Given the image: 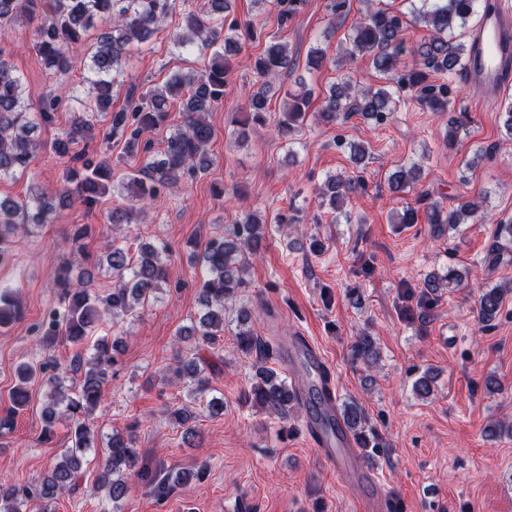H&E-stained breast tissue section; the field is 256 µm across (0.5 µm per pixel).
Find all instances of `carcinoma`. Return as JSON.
<instances>
[{
	"label": "carcinoma",
	"instance_id": "obj_1",
	"mask_svg": "<svg viewBox=\"0 0 512 512\" xmlns=\"http://www.w3.org/2000/svg\"><path fill=\"white\" fill-rule=\"evenodd\" d=\"M410 11L403 13L384 7L370 6L355 19L348 30L346 52L342 60L333 61L335 67L358 57H367L373 67L386 76L387 84L374 90H357L352 77L341 76L330 87L319 120L327 124L337 119L359 114L366 120L382 122L397 110L401 92L409 89L419 93L422 104L431 112L451 111V91L445 83L431 81L435 74L460 73L465 69L471 46L464 37L469 22L477 15L486 16L493 8L492 0H409ZM280 21L285 23L296 15L304 0H273ZM230 0H203L194 9L177 8V0H0V41L8 37L12 25L22 16L39 17L33 34V50L45 68L53 73L67 72L81 67L86 76L80 88L71 90L73 101L84 111L71 120L63 135L53 143V149L66 155L69 146L89 144L96 139L93 113L112 112L110 135L124 142L127 152L145 156L144 165L128 174L119 183L112 181V170L105 162L86 158V152L76 153L71 160L81 163L63 176L60 187L51 194L39 193L32 202L0 198V259L10 251L17 230L16 217L27 214L33 224H45L49 215L59 206L75 202L89 206L113 190H122L129 200V211L141 212L153 204L167 189H173L187 179L207 171L212 164L208 146L213 130L208 122L213 111L224 98V88L230 73L229 57L236 52L241 24L231 20ZM180 19L171 38L179 49L191 48L199 54H209L204 69L171 75L162 85L148 88L139 95H129L125 105L112 109V87L121 75L122 63L127 60L128 48L135 42L145 43L158 30V25L174 13ZM412 23H420L430 30L423 41L406 46L405 30ZM100 27L95 41L88 42L92 29ZM413 58L410 69L398 68L399 58ZM297 64L288 50V44L271 41L254 62L256 74L265 82L248 96L246 112L251 120L242 123L237 138L247 136L245 126L253 122L265 125L268 112V80L290 72ZM288 104L283 119L277 122V132L284 138L292 136L297 123L305 119L312 101L313 90L301 87L287 93ZM180 101L182 124L176 126L165 140V146L156 155L153 148L141 141L149 129L170 126V109ZM62 102V96L50 94L42 99L37 119L27 116L30 107L24 96L22 79L14 74L9 57L0 46V180L13 179L24 174L42 142L34 137L38 124L49 125ZM469 123L468 113L461 112L448 120L446 140L453 146L459 142V132ZM420 177L419 164L403 163L388 176L391 192L401 195L413 189ZM362 186L361 179L330 174L326 177L320 196L330 201L332 208L343 212L346 198ZM478 203L462 199L449 209L438 202H427L420 194L415 204H406L396 212L395 223L416 224L423 220L435 237L458 230L459 226L479 217ZM495 241L490 250L492 263L507 259L504 251L512 243V218L499 219L494 230ZM266 242L264 225L252 211L239 212L233 224L224 228V234L210 237L195 258L204 269L199 281V299L202 311L192 325L179 330L182 340L195 339L206 345L218 344L224 336L225 313L238 289L246 283L249 274V256L260 252ZM168 246L160 242L140 245L139 257L133 258L123 246L112 244L106 256L112 273V289L102 296L88 283L93 277L85 269L78 281H73V262L63 266L58 276V306L53 308L39 326V346L45 351L40 362L24 361L16 367V386L11 391L12 408L0 420L4 429L11 415L27 406L28 387L36 380L50 388V400L42 407L43 434H48L61 420L70 422L71 445L65 449L50 474L31 487H20L0 479V512H24L32 497L41 500V512H55L58 495L79 489L84 457L97 448L98 430L92 420L93 411L101 404L104 389L110 377L115 357V344L105 337L92 339L103 314L117 319L134 313L145 305L150 296L165 281ZM462 284V276L450 267L443 275L424 279L423 287L406 288L400 295L404 303L415 304L418 319L426 320L441 289ZM507 289L499 286L481 292L477 302L480 323L489 326L502 309ZM20 316L15 289L0 287V328H5ZM251 311L241 307L236 321L241 326L235 333L237 348L246 354H256V370L249 390L243 398L281 419L303 406L297 388L288 378L264 366L273 348L254 331L243 328L250 322ZM73 345L91 343L90 354L78 352L63 368L51 355L58 342ZM376 355L373 337L364 334L351 346L354 362H370ZM201 358L192 356L179 360V374L189 381L193 399L206 400L211 414L224 410V400L206 398L210 391ZM346 428L356 437H363L365 416L355 402L338 408ZM171 417L185 426L187 438L196 436V428L187 425L196 419L186 408L171 412ZM108 456L99 465L93 489L104 491L112 502L122 500L129 490L127 477L136 474L149 476L139 467L140 451L133 447L130 435L114 433L107 443ZM205 470L178 472L168 476L160 491L171 486L185 485L190 480L204 479Z\"/></svg>",
	"mask_w": 512,
	"mask_h": 512
}]
</instances>
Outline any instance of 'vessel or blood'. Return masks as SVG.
Masks as SVG:
<instances>
[{"instance_id":"b4317fda","label":"vessel or blood","mask_w":512,"mask_h":512,"mask_svg":"<svg viewBox=\"0 0 512 512\" xmlns=\"http://www.w3.org/2000/svg\"><path fill=\"white\" fill-rule=\"evenodd\" d=\"M465 78L481 83L492 95L512 87V10L499 8L490 18L481 20L472 37V53ZM284 360L292 382L299 391H307L309 373L327 371L325 359L300 338L283 348ZM305 427L320 454L334 468L362 483L371 477L359 454L360 443L348 433L326 434L313 422Z\"/></svg>"}]
</instances>
